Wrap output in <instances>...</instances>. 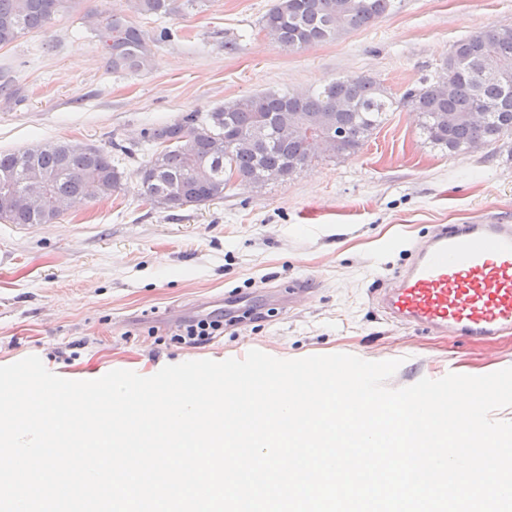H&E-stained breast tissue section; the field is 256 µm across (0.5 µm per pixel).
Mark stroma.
I'll list each match as a JSON object with an SVG mask.
<instances>
[{
	"label": "stroma",
	"instance_id": "1",
	"mask_svg": "<svg viewBox=\"0 0 512 512\" xmlns=\"http://www.w3.org/2000/svg\"><path fill=\"white\" fill-rule=\"evenodd\" d=\"M121 0H74L43 30L0 47V152L47 142L112 154L124 174L112 197L75 203L50 224L0 219V366L27 356L70 380L115 369L149 377L185 361L346 353L401 359L396 389L448 373L512 367V335L438 334L387 317L376 290L437 225L512 224V143L451 154L399 106L355 155L324 157L287 181L231 178L221 199L153 206L136 173L145 129L269 89L311 91L366 75L394 97L435 76L451 46L512 26V0H395L374 24L296 52L265 36L274 0H203L166 17L149 63L115 72L84 21ZM237 45L224 51L225 42ZM306 282L307 291L287 295ZM257 320H228L229 293ZM223 320L198 344L178 341L175 309Z\"/></svg>",
	"mask_w": 512,
	"mask_h": 512
}]
</instances>
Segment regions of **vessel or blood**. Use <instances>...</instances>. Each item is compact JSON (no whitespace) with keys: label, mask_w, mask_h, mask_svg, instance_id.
Segmentation results:
<instances>
[{"label":"vessel or blood","mask_w":512,"mask_h":512,"mask_svg":"<svg viewBox=\"0 0 512 512\" xmlns=\"http://www.w3.org/2000/svg\"><path fill=\"white\" fill-rule=\"evenodd\" d=\"M407 325L474 339L512 331V224L441 226L384 298Z\"/></svg>","instance_id":"b4317fda"}]
</instances>
